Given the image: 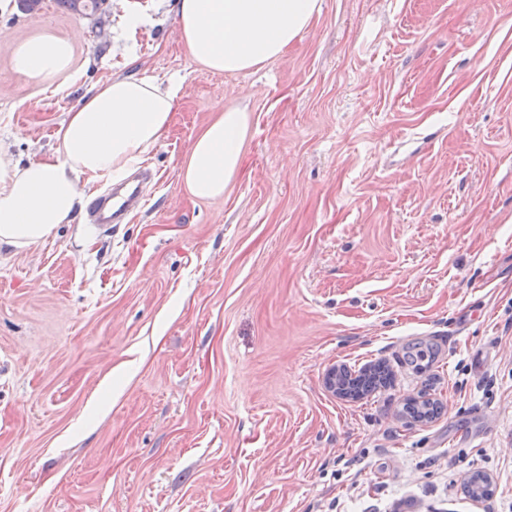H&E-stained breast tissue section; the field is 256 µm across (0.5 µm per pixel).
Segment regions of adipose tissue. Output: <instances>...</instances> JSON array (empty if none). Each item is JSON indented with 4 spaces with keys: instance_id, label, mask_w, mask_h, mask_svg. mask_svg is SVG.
<instances>
[{
    "instance_id": "adipose-tissue-1",
    "label": "adipose tissue",
    "mask_w": 512,
    "mask_h": 512,
    "mask_svg": "<svg viewBox=\"0 0 512 512\" xmlns=\"http://www.w3.org/2000/svg\"><path fill=\"white\" fill-rule=\"evenodd\" d=\"M321 0H180L178 29L191 60L215 73L257 71L279 59L321 14ZM17 72L42 84L62 75L72 43L40 35L12 51ZM179 86L134 75L99 84L68 112L53 159L14 162L0 153V248L26 249L73 223L84 176L118 180L165 137ZM247 112L231 105L196 136L181 166L188 192L223 197L239 175Z\"/></svg>"
}]
</instances>
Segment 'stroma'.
<instances>
[{
	"mask_svg": "<svg viewBox=\"0 0 512 512\" xmlns=\"http://www.w3.org/2000/svg\"><path fill=\"white\" fill-rule=\"evenodd\" d=\"M178 6L0 0L14 161L107 79L180 88L126 223L0 249V512H512V0H322L234 75L193 63ZM42 33L74 45L46 90L12 61ZM224 105L243 170L199 200L181 164ZM378 360L390 386L327 388ZM423 396L440 416L403 417Z\"/></svg>",
	"mask_w": 512,
	"mask_h": 512,
	"instance_id": "1",
	"label": "stroma"
}]
</instances>
